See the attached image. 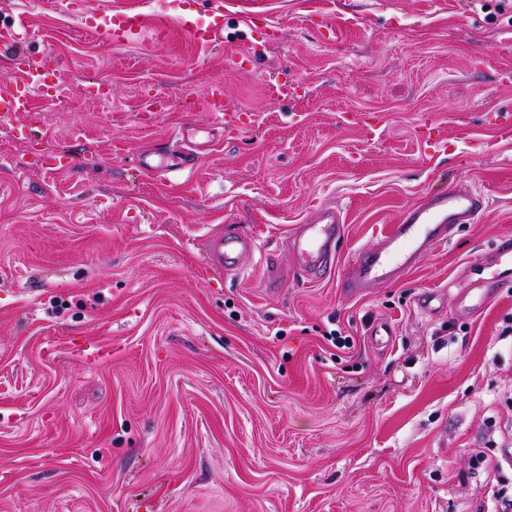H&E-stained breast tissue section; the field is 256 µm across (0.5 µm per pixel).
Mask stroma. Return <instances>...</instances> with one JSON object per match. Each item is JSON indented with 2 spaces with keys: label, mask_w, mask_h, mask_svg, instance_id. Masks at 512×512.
<instances>
[{
  "label": "stroma",
  "mask_w": 512,
  "mask_h": 512,
  "mask_svg": "<svg viewBox=\"0 0 512 512\" xmlns=\"http://www.w3.org/2000/svg\"><path fill=\"white\" fill-rule=\"evenodd\" d=\"M261 2L248 24L225 7L213 48L176 27L111 46L19 0L28 48L60 66L55 98L0 121V512H494L487 482L512 491V260L493 254L512 237V131L485 118L512 114V0ZM273 67L288 98L266 94ZM215 83L237 109L222 141L191 175L141 177L139 149L177 123L211 141ZM458 178L487 212L344 297L360 252ZM325 201L345 233L310 281L290 238ZM222 227L257 244L241 271L204 257Z\"/></svg>",
  "instance_id": "35a3bbf8"
}]
</instances>
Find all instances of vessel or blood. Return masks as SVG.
Segmentation results:
<instances>
[{
    "label": "vessel or blood",
    "mask_w": 512,
    "mask_h": 512,
    "mask_svg": "<svg viewBox=\"0 0 512 512\" xmlns=\"http://www.w3.org/2000/svg\"><path fill=\"white\" fill-rule=\"evenodd\" d=\"M169 11L171 20L193 42L208 47L223 45L222 10H215L210 20L200 21L183 13L180 0H171ZM77 20L113 45L134 42L146 27V15L138 0H102L98 7L80 11ZM25 39V21L20 15L11 27L0 32V46L9 51L8 72L0 76L1 121L19 118L43 95L51 56L46 50L24 48ZM196 136L195 127L181 123L172 132L174 149L160 152L142 148L138 154L141 175L164 182L195 171L200 160ZM487 206L482 191L465 180L427 193L419 203L404 208L398 221L373 247L363 251L347 272L342 284L344 293L350 297L363 295L382 283L396 280L415 266L418 255L447 241L454 225L474 222ZM343 231L341 212L329 203L315 210L311 223L300 226L293 250L307 279L319 278L330 266ZM254 246L253 239L229 232L209 240L206 256L217 270H233Z\"/></svg>",
    "instance_id": "vessel-or-blood-1"
}]
</instances>
